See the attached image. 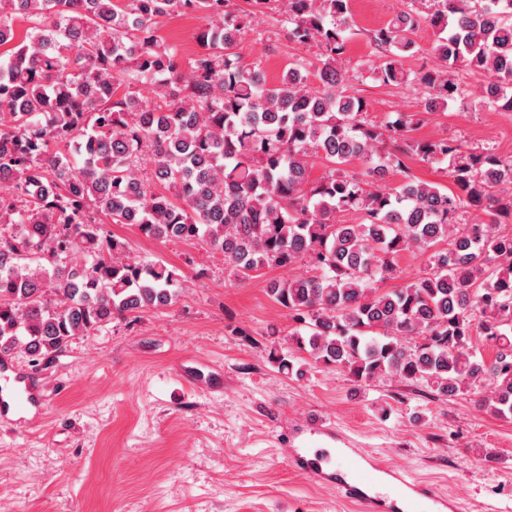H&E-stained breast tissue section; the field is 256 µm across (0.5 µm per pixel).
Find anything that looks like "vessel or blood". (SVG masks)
Returning a JSON list of instances; mask_svg holds the SVG:
<instances>
[{"label":"vessel or blood","mask_w":512,"mask_h":512,"mask_svg":"<svg viewBox=\"0 0 512 512\" xmlns=\"http://www.w3.org/2000/svg\"><path fill=\"white\" fill-rule=\"evenodd\" d=\"M0 384L16 405L39 401L29 380L9 362L0 363ZM340 442L335 426L313 414L304 428L292 432L284 459L293 470L354 501L360 512H458V504L434 486Z\"/></svg>","instance_id":"vessel-or-blood-1"}]
</instances>
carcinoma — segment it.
<instances>
[{
	"instance_id": "cac0c4a2",
	"label": "carcinoma",
	"mask_w": 512,
	"mask_h": 512,
	"mask_svg": "<svg viewBox=\"0 0 512 512\" xmlns=\"http://www.w3.org/2000/svg\"><path fill=\"white\" fill-rule=\"evenodd\" d=\"M271 2L0 0V354L39 362L116 315L171 305L176 269L104 231L132 224L206 242L242 280L307 263L267 284L295 323L292 351L355 383L424 382L512 416V155L415 135L465 96L469 72L487 76L476 106L512 112V0H405L371 35L367 72L423 88V108L379 121L348 92L351 0H279L284 37L317 52L274 84L245 61ZM195 13L212 24L185 66L158 23ZM423 25L440 66L407 69ZM409 158L446 165L453 187ZM404 252L427 255L424 270L382 290ZM407 164L412 167L415 174L422 180L433 182L444 188H451L452 181L448 177V172L443 169H437V167H430L424 163L419 162L413 158L407 161Z\"/></svg>"
}]
</instances>
